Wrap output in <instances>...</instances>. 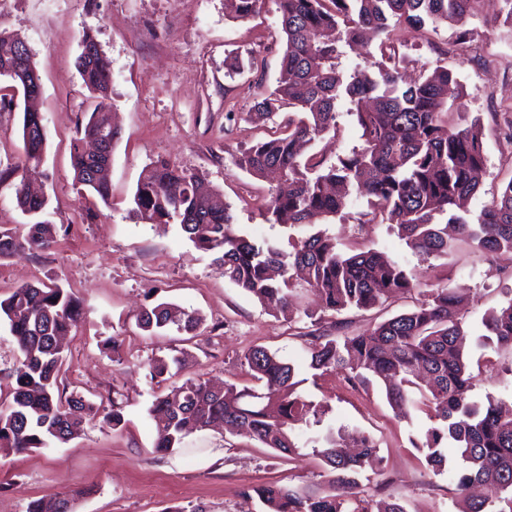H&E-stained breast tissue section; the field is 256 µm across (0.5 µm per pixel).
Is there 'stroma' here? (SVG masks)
<instances>
[{"label": "stroma", "instance_id": "35a3bbf8", "mask_svg": "<svg viewBox=\"0 0 512 512\" xmlns=\"http://www.w3.org/2000/svg\"><path fill=\"white\" fill-rule=\"evenodd\" d=\"M501 0H479L468 20L471 39L456 44L453 28L398 31L407 58L405 80L442 64L457 77L461 95L448 119L479 120L484 129L485 165L480 188L466 207L478 216L512 179V142L504 138L512 114V27L499 17ZM0 26L26 41L41 77L37 102L48 130L46 152L30 177L42 189L46 220L66 227L54 250L36 256L18 251L0 260V299L24 283H61L84 303L79 326L65 339L62 384L103 408L121 403L125 424L112 430L88 422L66 444L22 454L0 452V512H25L35 499L76 491V512H263L251 489L259 484L312 487L322 467L309 453L287 459L255 440L224 428L205 430L168 457L153 448L156 422L148 408L155 395L190 378L213 384L246 385L243 355L260 345L292 363L307 399L329 405L333 425L357 429L375 439L382 463L357 477L362 499L392 497L406 512H454L453 484L420 461L411 441L431 422L422 412L396 418L383 387L361 392L345 388L343 376L313 378L305 322H291L264 308L225 280L213 255L198 251L179 225L152 226L132 212V196L146 167L159 158L201 175L231 204L240 229L251 236L286 243L283 228L268 224L257 201L268 184L236 167L232 154L266 128L248 122L255 87L250 70H230L231 58H257L265 88L280 68L279 15L274 0L259 14L238 20L225 0H0ZM91 31L111 61L112 107L121 138L112 153L109 203L81 200L73 180L70 141L89 109L88 93L75 68L83 31ZM23 99L0 106V170L13 167L22 145ZM234 121H227V112ZM368 198L357 193L343 218L327 229L341 250L370 246L400 261L420 283L447 282L462 288L459 315L476 330L482 318L512 298V254L495 260L460 242L440 258L413 253L389 224L357 230ZM418 292L391 297L371 310L323 312L315 290L298 291L300 308L322 314L325 325L342 320L363 332L395 314L415 308ZM169 302L204 318L198 335L184 340L173 330L143 332L137 319L147 308ZM117 337V350L103 342ZM189 355L163 383L151 381L148 365L180 349ZM466 350L486 355L496 371L480 376L473 399L493 397L512 410V353L482 348L468 337Z\"/></svg>", "mask_w": 512, "mask_h": 512}]
</instances>
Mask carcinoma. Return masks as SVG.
Returning a JSON list of instances; mask_svg holds the SVG:
<instances>
[{"instance_id":"cac0c4a2","label":"carcinoma","mask_w":512,"mask_h":512,"mask_svg":"<svg viewBox=\"0 0 512 512\" xmlns=\"http://www.w3.org/2000/svg\"><path fill=\"white\" fill-rule=\"evenodd\" d=\"M236 18L258 13L262 0H226ZM284 49L276 87L257 93L249 120L266 124L283 108L288 116L271 133L233 156L234 164L254 178L277 177L261 210L270 224L314 227L349 207L353 190L370 196V211L359 225L379 221L396 225L397 234L419 255L448 254V225L472 248L487 255L512 252V179L474 220L461 215V204L479 189L478 172L485 162L483 128L478 120L448 124V102L460 95V84L447 67L435 65L418 79L403 82L395 31L402 27H455L456 42L469 40L466 28L478 0H276ZM379 39L377 71L343 65L346 49L363 42L366 32ZM24 38L0 27V76L25 92L39 78L29 50L19 54ZM92 53H85L86 49ZM82 83L94 100L92 112L78 123L71 163L74 179L90 196L107 203L108 175L120 129L110 123L111 62L94 36L85 32L75 62ZM346 99L361 129V144L331 162L307 146L336 132V103ZM100 137L106 152L82 151L85 139ZM47 134L42 113L23 109L19 162L4 172L15 177V199L32 218L26 234L0 231V260L18 250L55 248L60 228L42 219L47 200L23 191L27 173L43 159ZM133 211L145 223L178 224L194 247L215 256L224 278L263 305L273 306L290 321L297 286L319 291L324 309L370 310L391 296L418 287L397 260L363 247L342 253L336 239L322 230L282 249L243 233L224 195L203 179L166 159L152 162L137 183ZM460 289L432 284L416 309L379 322L368 333L349 334L341 322L325 327L316 319L305 334L310 368L326 374L343 372L353 389L378 381L395 414L410 410L432 421L423 438L412 441L427 467L446 468L445 448L456 449L458 469L451 474L459 497L458 512H493L492 505L467 494L475 483H491L504 494L512 512V413L505 414L491 397H471L475 375L463 348L467 336L457 317ZM83 317L79 299L58 284H26L0 300V322L7 325L20 354L12 378L11 398L0 401V451L23 453L53 442L74 439L85 422L100 421L110 429L124 424L122 407L100 408L76 392L63 397L59 373L63 362L61 337L77 328ZM203 317L160 303L145 311L138 326L146 332L173 328L193 335ZM482 324L483 346L512 350V298L492 311ZM154 359L150 378H164L169 363ZM254 385L215 389L201 379L157 395L148 412L157 419L153 448L172 454L191 435L216 422L248 434L265 448L296 455L303 448L322 464L326 482L318 489L292 490L274 484L252 487L265 512H404L397 501L375 504L351 492L356 476L376 470L381 457L373 438L343 427L323 426L329 406L297 392L294 367L262 346L244 354ZM313 428L303 441L295 426ZM26 512H75L74 499H37Z\"/></svg>"}]
</instances>
